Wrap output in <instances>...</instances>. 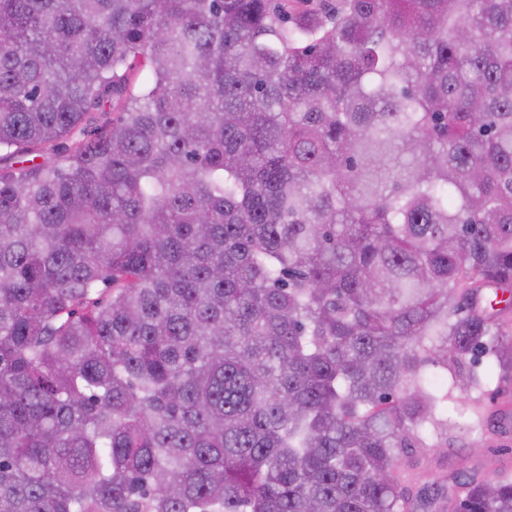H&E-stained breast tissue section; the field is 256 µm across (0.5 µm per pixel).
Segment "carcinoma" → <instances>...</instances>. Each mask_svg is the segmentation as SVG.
Instances as JSON below:
<instances>
[{
	"instance_id": "carcinoma-1",
	"label": "carcinoma",
	"mask_w": 512,
	"mask_h": 512,
	"mask_svg": "<svg viewBox=\"0 0 512 512\" xmlns=\"http://www.w3.org/2000/svg\"><path fill=\"white\" fill-rule=\"evenodd\" d=\"M109 100L0 168V512H512L404 479L507 421L512 0H0V149ZM118 115V112L112 110L110 102H105L96 112L90 114L91 120L86 125L76 127L69 134L50 144L44 151L38 154L27 155L23 158L16 159L11 156H6L5 151H0V157H2L0 167L12 166L13 168H17L22 165L17 161H24V165L43 162L46 164L60 163L67 157L68 153L79 141L90 138L94 133L100 131L99 128L101 127L112 125V119L115 120ZM479 399L483 402H495L498 404H509L512 409V379L504 377L497 380L496 377L490 382L487 391L482 393Z\"/></svg>"
}]
</instances>
